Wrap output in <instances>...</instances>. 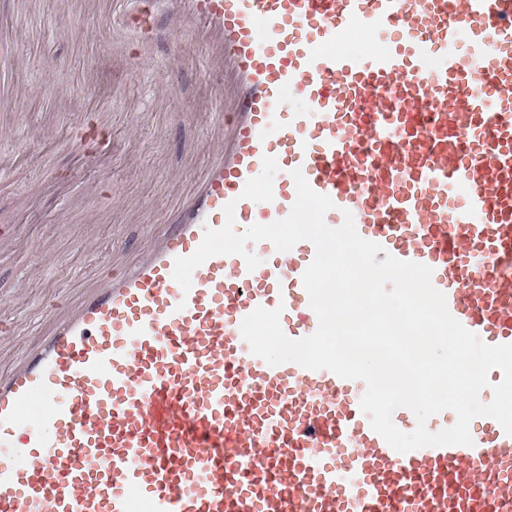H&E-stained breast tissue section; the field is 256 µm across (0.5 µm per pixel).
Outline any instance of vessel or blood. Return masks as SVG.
<instances>
[{
    "instance_id": "obj_1",
    "label": "vessel or blood",
    "mask_w": 512,
    "mask_h": 512,
    "mask_svg": "<svg viewBox=\"0 0 512 512\" xmlns=\"http://www.w3.org/2000/svg\"><path fill=\"white\" fill-rule=\"evenodd\" d=\"M147 37L158 15L212 42L223 141L134 264L104 278L0 370V512H512V436L395 451L366 388L270 365L240 326L282 307L318 327L311 242L262 264L210 258L172 277L205 227L286 217L301 169L386 255L432 268L450 314L512 343V0H107ZM275 157L274 198H242Z\"/></svg>"
}]
</instances>
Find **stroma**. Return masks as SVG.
I'll return each instance as SVG.
<instances>
[{
    "label": "stroma",
    "mask_w": 512,
    "mask_h": 512,
    "mask_svg": "<svg viewBox=\"0 0 512 512\" xmlns=\"http://www.w3.org/2000/svg\"><path fill=\"white\" fill-rule=\"evenodd\" d=\"M100 0H0V324L11 358L49 305L112 267V245L141 252L213 159L224 107L195 36L158 20L154 37L106 18ZM106 135L98 153L87 122Z\"/></svg>",
    "instance_id": "35a3bbf8"
}]
</instances>
